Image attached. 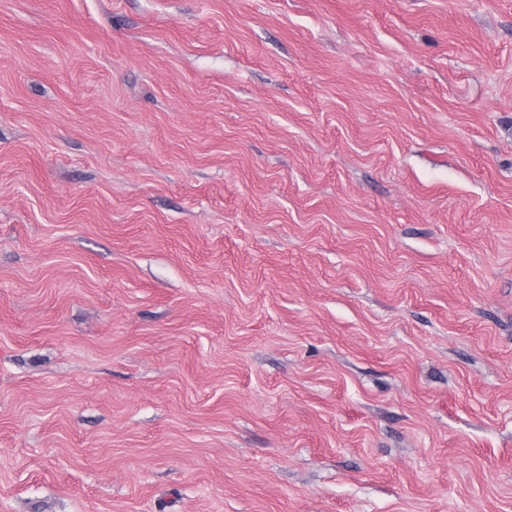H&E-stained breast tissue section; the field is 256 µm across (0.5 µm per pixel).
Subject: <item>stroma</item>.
<instances>
[{
	"mask_svg": "<svg viewBox=\"0 0 512 512\" xmlns=\"http://www.w3.org/2000/svg\"><path fill=\"white\" fill-rule=\"evenodd\" d=\"M0 512H512V0H0Z\"/></svg>",
	"mask_w": 512,
	"mask_h": 512,
	"instance_id": "stroma-1",
	"label": "stroma"
}]
</instances>
